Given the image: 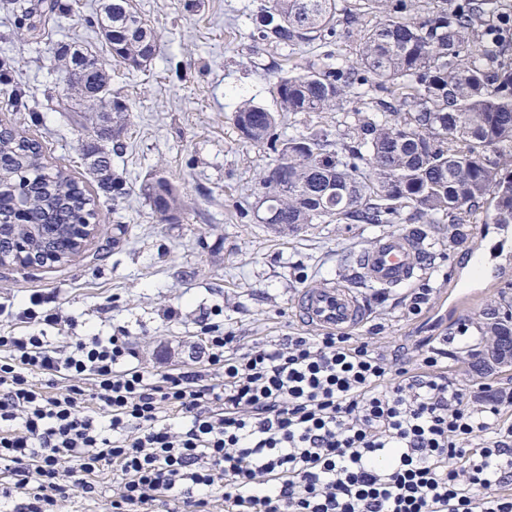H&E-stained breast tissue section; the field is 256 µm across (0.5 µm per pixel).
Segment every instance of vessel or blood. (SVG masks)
<instances>
[{
  "label": "vessel or blood",
  "instance_id": "1",
  "mask_svg": "<svg viewBox=\"0 0 512 512\" xmlns=\"http://www.w3.org/2000/svg\"><path fill=\"white\" fill-rule=\"evenodd\" d=\"M355 265L365 283L390 289L409 283L423 261L417 238L411 232L398 231L361 249ZM298 307L303 321L321 330H350L360 326L368 315L352 290L329 283L305 289Z\"/></svg>",
  "mask_w": 512,
  "mask_h": 512
}]
</instances>
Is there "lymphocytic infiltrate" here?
Instances as JSON below:
<instances>
[{
	"mask_svg": "<svg viewBox=\"0 0 512 512\" xmlns=\"http://www.w3.org/2000/svg\"><path fill=\"white\" fill-rule=\"evenodd\" d=\"M30 301L36 330L0 335L8 512H60L107 467L112 512H512V396L471 406L443 348L389 358L342 332L243 347L212 321L204 359L154 372L122 336L56 344L58 313Z\"/></svg>",
	"mask_w": 512,
	"mask_h": 512,
	"instance_id": "f902f5d3",
	"label": "lymphocytic infiltrate"
}]
</instances>
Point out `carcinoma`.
<instances>
[{"label":"carcinoma","mask_w":512,"mask_h":512,"mask_svg":"<svg viewBox=\"0 0 512 512\" xmlns=\"http://www.w3.org/2000/svg\"><path fill=\"white\" fill-rule=\"evenodd\" d=\"M61 0H41L39 25L52 31ZM365 25L356 61L342 68L324 59L277 77L278 111L331 112L355 100L356 141L343 155L332 132L311 126L288 136L276 113L243 100L234 124L240 140L277 155L261 177V204L271 223L295 232L305 224L448 223L473 224L488 205L495 224H512V44L496 53L475 0H265L256 17L257 38L296 46L336 35L338 22ZM95 24L107 55L129 71L146 68L159 35L134 0L105 4ZM105 55V56H107ZM95 43H74L57 53L59 97L83 98L88 112L112 110V129H95L115 145L88 142L83 154L100 155L98 187L122 195L126 181L112 174V152L121 148L129 107L112 91L107 60ZM160 220L179 219L183 202L165 178L141 186ZM95 201L64 169L49 162L39 142L25 132L0 126V243L6 261L16 247L13 225L41 226L58 239L57 250L78 255L69 245L73 225L93 224ZM483 335L512 345V320L493 310Z\"/></svg>","instance_id":"obj_1"}]
</instances>
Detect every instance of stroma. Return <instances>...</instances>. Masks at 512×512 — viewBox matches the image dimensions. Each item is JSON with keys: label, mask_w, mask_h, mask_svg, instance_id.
Wrapping results in <instances>:
<instances>
[{"label": "stroma", "mask_w": 512, "mask_h": 512, "mask_svg": "<svg viewBox=\"0 0 512 512\" xmlns=\"http://www.w3.org/2000/svg\"><path fill=\"white\" fill-rule=\"evenodd\" d=\"M56 42L93 38L100 0H62ZM157 29L156 56L146 69L111 65L112 88L129 105L124 149L113 170L128 194L112 200L88 172L80 149L86 129L58 113L53 99L59 74L53 53L37 52L28 21L0 0V55L11 82L0 83V123L24 129L47 160L66 169L95 201L101 235L65 263L0 266V333L26 330L24 308L33 293H52L62 316L54 336L127 337L142 366L163 371L203 355L202 326L222 309L224 328L242 344L306 332L296 300L324 283H355L351 257L390 224H311L279 233L257 220L260 175L275 161L267 148L242 144L234 125L245 99L275 108L277 75L311 56L331 63L353 60L356 33H337L296 50L255 42L252 17L264 0H135ZM164 176L183 192L180 223L159 221L140 194L145 182ZM419 245L426 265L412 286L383 290L355 283L370 304L356 328L383 354L398 347L417 353L435 336L451 337L448 376L458 387L486 384L512 389V369L473 372L469 356L484 348L480 324L487 308L512 303V227L464 225L452 241L444 224H424ZM483 252L494 275L479 285V301L458 310L455 290L466 287L471 251ZM433 293L419 316L406 304L413 288ZM465 333L466 343L455 342Z\"/></svg>", "instance_id": "35a3bbf8"}]
</instances>
